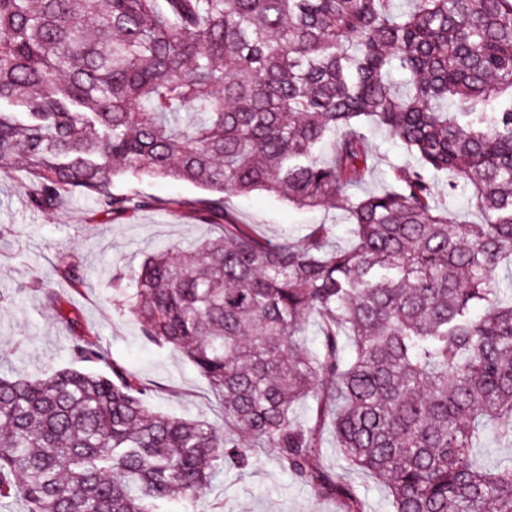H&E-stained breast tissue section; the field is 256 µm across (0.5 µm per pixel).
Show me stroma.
<instances>
[{"mask_svg":"<svg viewBox=\"0 0 512 512\" xmlns=\"http://www.w3.org/2000/svg\"><path fill=\"white\" fill-rule=\"evenodd\" d=\"M367 136L373 170L357 187L360 195L382 190L390 165L406 158L400 142L384 130L371 128ZM27 182L22 171L0 174V371L46 377L70 366L74 336L89 332L97 336L105 356L98 370L109 371L116 363L134 372L148 389L151 409L223 424L222 402L207 379L179 354L145 343L136 321L118 310L130 286V268L148 253L218 234V227L194 215L205 190L150 177L120 179L114 192L152 198L156 205L109 223L88 196H73L53 211L34 210L26 196ZM225 209L271 240L297 239L311 226L325 223L334 227L333 245L349 244L342 211L334 206L299 208L256 190L227 197ZM65 265L79 272V290L60 287L56 270ZM50 290L57 292L58 305L49 304ZM64 312L73 317L72 325L61 321ZM322 463L329 475H343L365 491L370 512H392L381 483L344 469L329 431L324 434ZM202 503L209 512H337L338 507L335 498L318 496L293 479L265 450L257 451L246 471L225 470L206 489Z\"/></svg>","mask_w":512,"mask_h":512,"instance_id":"35a3bbf8","label":"stroma"}]
</instances>
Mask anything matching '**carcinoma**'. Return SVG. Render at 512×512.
<instances>
[{
    "mask_svg": "<svg viewBox=\"0 0 512 512\" xmlns=\"http://www.w3.org/2000/svg\"><path fill=\"white\" fill-rule=\"evenodd\" d=\"M413 4L0 0V171L27 172L33 208L76 194L114 220L152 207L113 192L125 176L209 193L198 215L220 233L147 256L122 307L224 406L222 428L154 411L134 373L93 370L98 339L79 336L85 367L0 376V512H169L258 448L340 512H367L321 464L327 426L393 512H512V459L478 462L490 427L512 448V0ZM366 122L414 161L355 197ZM441 175L481 222L448 224ZM256 189L344 202L353 245L329 247L330 224L274 241L231 220L225 197Z\"/></svg>",
    "mask_w": 512,
    "mask_h": 512,
    "instance_id": "obj_1",
    "label": "carcinoma"
}]
</instances>
